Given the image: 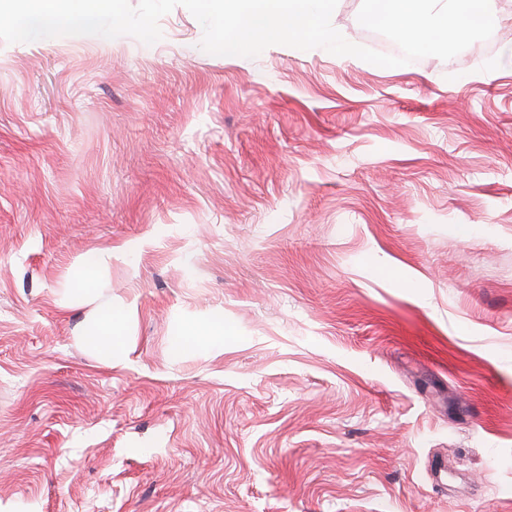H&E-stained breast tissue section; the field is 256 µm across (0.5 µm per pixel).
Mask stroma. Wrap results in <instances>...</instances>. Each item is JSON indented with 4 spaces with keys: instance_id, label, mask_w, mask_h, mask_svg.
Masks as SVG:
<instances>
[{
    "instance_id": "stroma-1",
    "label": "stroma",
    "mask_w": 512,
    "mask_h": 512,
    "mask_svg": "<svg viewBox=\"0 0 512 512\" xmlns=\"http://www.w3.org/2000/svg\"><path fill=\"white\" fill-rule=\"evenodd\" d=\"M490 5L489 43L393 68L211 55L181 6L151 45L0 41V512H512ZM121 320L122 314L116 311L112 304L99 308L96 313L95 336L100 343L103 355L108 361L112 360V350L121 344V337L117 334ZM200 336L208 341L211 346H224V321L215 319L202 326L197 331L192 330L190 334L177 338L171 343V353L174 357H181L195 348L200 342Z\"/></svg>"
}]
</instances>
